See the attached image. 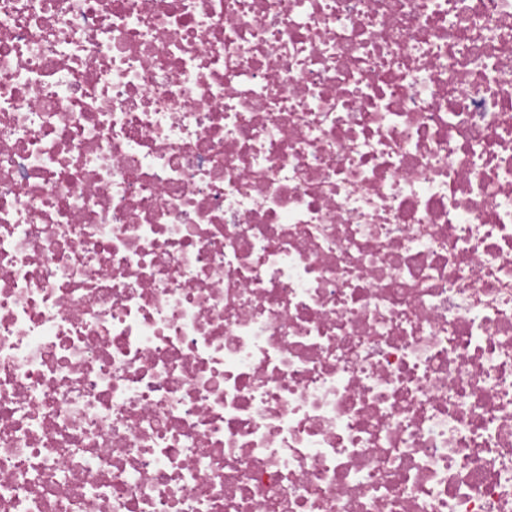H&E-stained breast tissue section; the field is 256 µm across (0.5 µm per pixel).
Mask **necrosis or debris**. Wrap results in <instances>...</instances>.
<instances>
[{
  "instance_id": "1",
  "label": "necrosis or debris",
  "mask_w": 512,
  "mask_h": 512,
  "mask_svg": "<svg viewBox=\"0 0 512 512\" xmlns=\"http://www.w3.org/2000/svg\"><path fill=\"white\" fill-rule=\"evenodd\" d=\"M0 512H512V0H0Z\"/></svg>"
}]
</instances>
